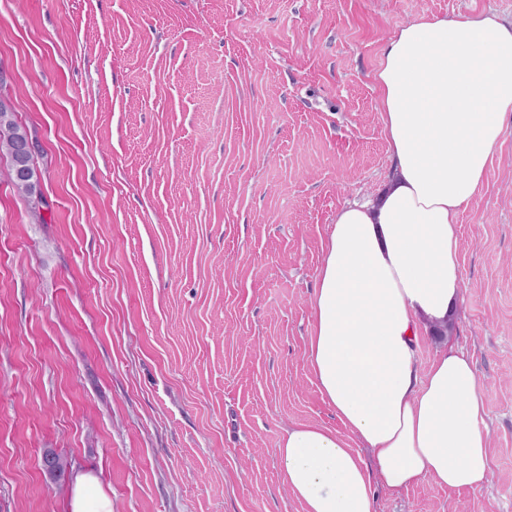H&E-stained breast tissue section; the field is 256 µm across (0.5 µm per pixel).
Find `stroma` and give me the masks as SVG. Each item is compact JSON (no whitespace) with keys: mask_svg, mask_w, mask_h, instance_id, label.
Wrapping results in <instances>:
<instances>
[{"mask_svg":"<svg viewBox=\"0 0 512 512\" xmlns=\"http://www.w3.org/2000/svg\"><path fill=\"white\" fill-rule=\"evenodd\" d=\"M512 0H0V512H66L52 451L112 512H301L274 450L341 424L307 357L337 210L389 174L374 74L415 16ZM489 480L375 489V512H512V121L459 224ZM19 145L25 147L21 155L17 149ZM34 153V143L32 146L27 132L14 120L12 103L0 98V154L10 159L7 176L18 195L35 202L34 209H36V204L43 201L39 189V173L34 164ZM19 165H22L26 172V176L22 179H18L14 174Z\"/></svg>","mask_w":512,"mask_h":512,"instance_id":"1","label":"stroma"}]
</instances>
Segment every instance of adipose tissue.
I'll list each match as a JSON object with an SVG mask.
<instances>
[{
  "mask_svg": "<svg viewBox=\"0 0 512 512\" xmlns=\"http://www.w3.org/2000/svg\"><path fill=\"white\" fill-rule=\"evenodd\" d=\"M375 82L392 174L329 226L307 350L343 429L294 426L274 450L302 512H375V483L475 488L490 473L472 360L447 343L423 370L416 351L463 300L458 224L512 115V20L420 15L388 38ZM69 512H112L93 472L74 474Z\"/></svg>",
  "mask_w": 512,
  "mask_h": 512,
  "instance_id": "obj_1",
  "label": "adipose tissue"
}]
</instances>
